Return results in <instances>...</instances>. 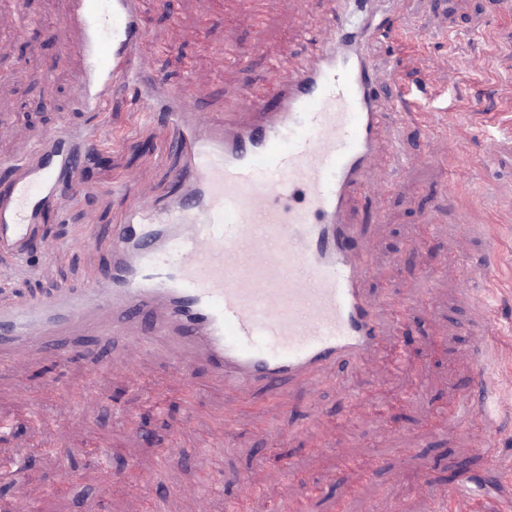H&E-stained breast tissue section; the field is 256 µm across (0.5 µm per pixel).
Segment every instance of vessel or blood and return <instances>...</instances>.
I'll list each match as a JSON object with an SVG mask.
<instances>
[{
	"label": "vessel or blood",
	"mask_w": 512,
	"mask_h": 512,
	"mask_svg": "<svg viewBox=\"0 0 512 512\" xmlns=\"http://www.w3.org/2000/svg\"><path fill=\"white\" fill-rule=\"evenodd\" d=\"M66 23L74 38L65 54L83 65L78 105L104 111L134 80L132 51L145 41L133 0H69ZM366 32L362 10L333 12L304 56L246 88L250 122L199 111L191 94L175 93L168 119L184 159L181 196L160 212L134 202L88 287L1 302L0 358L146 320L154 337L191 349L216 383L246 396L308 386L382 351L383 324L361 288L365 227L346 210L369 192L375 167L395 174L403 157L381 150L384 75L365 50ZM15 166L11 191L0 195V251L25 262L40 210L61 206V186L78 190L82 176L58 146ZM479 333L474 409L486 422L496 349L489 323Z\"/></svg>",
	"instance_id": "vessel-or-blood-1"
}]
</instances>
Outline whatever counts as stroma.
I'll use <instances>...</instances> for the list:
<instances>
[{"label":"stroma","instance_id":"1","mask_svg":"<svg viewBox=\"0 0 512 512\" xmlns=\"http://www.w3.org/2000/svg\"><path fill=\"white\" fill-rule=\"evenodd\" d=\"M495 2L404 0L391 33L368 45L392 76L387 99L420 82L455 96L445 136L410 115L389 123L405 162L373 175L353 215L370 241L364 287L390 345L410 353L406 366L385 355L337 367L284 392L275 413L268 393L240 406L202 365L185 369L180 354L129 346L120 333L74 338L79 352L64 362L51 350L18 355L0 369V464L11 467L0 512L21 499L32 512H384L393 502L427 512L428 498L447 502L453 463L482 480L478 512L512 497V164L483 163L491 140L512 138V12ZM330 6L264 0L256 18L237 0H161L143 16L148 65L168 90L191 85L205 111L243 115L244 87L301 50L300 26L318 27ZM66 11L67 0H0V190L12 159L63 135L79 143L84 178L63 210L42 214L28 265L0 253V281L29 299L85 285L134 196L161 210L179 191L171 132L164 119L142 120L137 90L113 96L94 145L84 143L80 68L63 54ZM489 236L501 254L488 293L498 389L485 454L462 437L480 317L462 278ZM87 349L112 368L89 364ZM47 378L57 389L35 402L25 387Z\"/></svg>","mask_w":512,"mask_h":512}]
</instances>
